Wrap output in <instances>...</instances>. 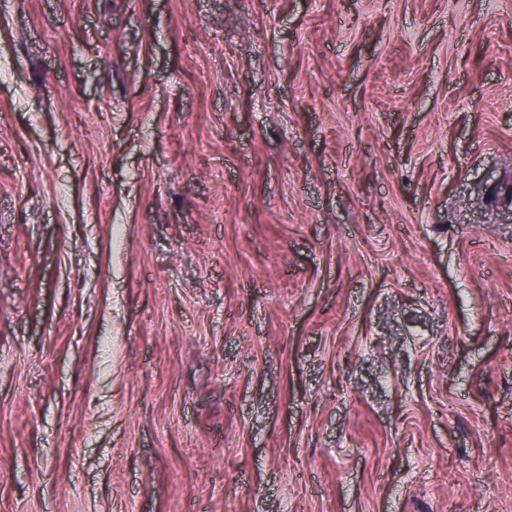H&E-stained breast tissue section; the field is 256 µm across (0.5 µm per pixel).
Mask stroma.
Returning a JSON list of instances; mask_svg holds the SVG:
<instances>
[{
	"instance_id": "1",
	"label": "stroma",
	"mask_w": 512,
	"mask_h": 512,
	"mask_svg": "<svg viewBox=\"0 0 512 512\" xmlns=\"http://www.w3.org/2000/svg\"><path fill=\"white\" fill-rule=\"evenodd\" d=\"M0 512H512V0H0Z\"/></svg>"
}]
</instances>
